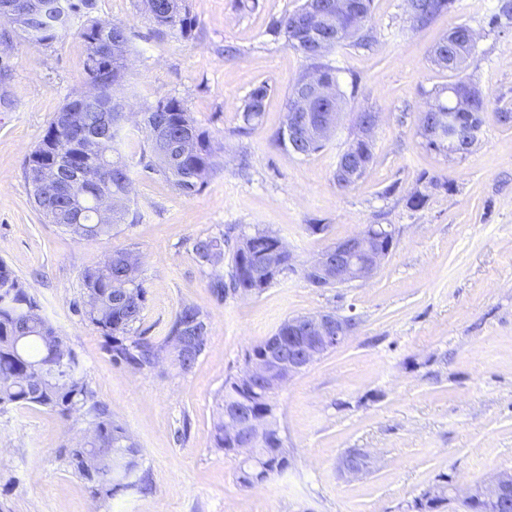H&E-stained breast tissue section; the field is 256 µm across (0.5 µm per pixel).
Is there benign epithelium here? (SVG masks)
<instances>
[{
	"label": "benign epithelium",
	"instance_id": "obj_1",
	"mask_svg": "<svg viewBox=\"0 0 512 512\" xmlns=\"http://www.w3.org/2000/svg\"><path fill=\"white\" fill-rule=\"evenodd\" d=\"M333 91L314 74L303 79V90L291 103L292 111L302 115L300 122L309 133L315 132L310 123V109L319 102L333 100ZM379 118L364 124H355L351 133L354 139L373 140ZM395 243L392 225L374 224L364 230L337 240L303 267V278L318 288L334 287L356 281L369 280L380 262L390 253ZM352 329V319L333 313L302 315L288 319V335L271 339L261 354L246 360L240 374V383L247 388L266 387L272 382L283 385L290 377L314 363L324 354L340 345ZM228 417L227 435L229 453L238 459L241 468L259 464L253 445L262 432L264 417L249 403L230 404L225 408ZM344 468L353 475L362 473L366 455L360 452L348 454ZM457 489L445 485L427 490L423 500L439 510L448 503ZM463 502L478 504L484 512H501L512 506V471H504L493 477L488 485H478L463 493Z\"/></svg>",
	"mask_w": 512,
	"mask_h": 512
}]
</instances>
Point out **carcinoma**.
I'll list each match as a JSON object with an SVG mask.
<instances>
[{"instance_id": "carcinoma-1", "label": "carcinoma", "mask_w": 512, "mask_h": 512, "mask_svg": "<svg viewBox=\"0 0 512 512\" xmlns=\"http://www.w3.org/2000/svg\"><path fill=\"white\" fill-rule=\"evenodd\" d=\"M13 2L0 0V20L37 45L55 41L75 18L89 14L93 8V0H55V22L50 25L37 8L44 0H25L29 10L23 18L12 14ZM453 3L454 0H419L416 20L410 22V28L428 25L451 11ZM372 4L373 0H348V9L338 13L336 0H304L283 21L288 47L309 61L308 69L336 86L341 102L345 95L338 77L340 69L323 62V58L337 47L372 44ZM140 10L159 32L177 28L186 36L194 26L186 0H140ZM319 10L335 14L336 27L345 32V38L340 42L332 40L316 51L306 45V26L301 20ZM470 31L467 24L454 25L433 52L434 63L457 76L456 81L436 92L434 100L439 103L440 111L452 114L453 134L462 141L471 137L474 124L483 123L486 107L481 90L463 76L475 49ZM80 36L88 46L85 70L90 83L97 87V94L76 95L62 106L28 156L24 175L36 205L51 223L80 241L96 242L112 238V230L124 221L131 200L130 169L119 151L125 137L124 128L112 125L104 138H90L102 126L104 118L122 110L113 90L124 78L130 39L126 25L98 18L87 19ZM267 93L264 85L251 91L241 109L243 126L238 132L252 130L259 124ZM143 118L142 129L152 155L145 169L160 174L182 195L198 193L219 168L210 134L196 125L176 98L157 100L143 113ZM347 151L357 158L359 170L355 179L358 180L373 159L372 145L359 140ZM102 196L115 202L108 223L100 218ZM281 245L279 237L258 229L234 243L223 235L199 238L193 244V251L206 264L229 256L227 272L215 275L209 282L213 293L224 299L242 292L259 293L277 281L280 273L291 266V255ZM82 280V302H74L73 308L111 340L112 361L140 369L150 366L164 346L135 335L147 294L136 260L128 252H114L89 264ZM206 331L203 313L194 306H183L167 336L171 355L182 368H190L202 352V336ZM51 363L62 365V375H45L43 369ZM244 399L257 411L272 413L271 402L263 390H247L235 378L225 382L222 404ZM14 404L50 408L65 418L77 414L85 418L88 433L83 441L65 451L63 461L75 474L92 483L95 494L110 497L122 489L144 487L135 442L94 400L76 355L15 272L0 261V409ZM266 447L279 449V455L268 459L258 453L260 468L237 470L241 485L250 486L288 469V455L275 425L269 432ZM88 455L100 458L99 469L89 471L85 465Z\"/></svg>"}]
</instances>
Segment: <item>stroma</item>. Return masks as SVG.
<instances>
[{
	"label": "stroma",
	"mask_w": 512,
	"mask_h": 512,
	"mask_svg": "<svg viewBox=\"0 0 512 512\" xmlns=\"http://www.w3.org/2000/svg\"><path fill=\"white\" fill-rule=\"evenodd\" d=\"M303 0H186L183 37L153 27L138 0H94L91 16L127 25L131 54L119 90L128 111L181 100L221 148L223 161L196 195L145 171L150 149L133 131L121 148L133 180L129 216L103 243L79 241L34 204L24 162L70 97L90 87L78 26L33 45L0 21V260L39 301L77 355L96 401L140 451L148 489L104 500L65 466L64 449L86 428L39 406L0 410V512H418L430 487L459 490L512 471V25L490 29L499 0H455L451 12L412 30L403 0H374L377 43L342 46L347 105L324 147L307 156L277 140L288 91L306 67L280 29ZM481 34L467 69L486 100L483 134L449 159L429 149L418 118L435 90L454 82L432 61L455 24ZM266 85L263 117L237 134L249 93ZM380 121L374 158L353 186L336 162L356 113ZM421 192L423 207L410 208ZM324 225L321 233L312 232ZM370 224L396 241L372 278L316 288L302 266ZM272 231L294 269L260 293L217 299L208 283L226 265L201 263L196 238L227 229ZM133 252L147 289L137 335L164 344L182 306L207 316L205 347L189 369L169 352L150 368L112 361L110 341L74 313L82 272L116 250ZM352 318L345 341L291 377L274 396L273 420L290 466L261 484L236 479L238 461L213 444L227 380L253 346L292 317ZM368 456L355 476L348 451Z\"/></svg>",
	"instance_id": "stroma-1"
}]
</instances>
